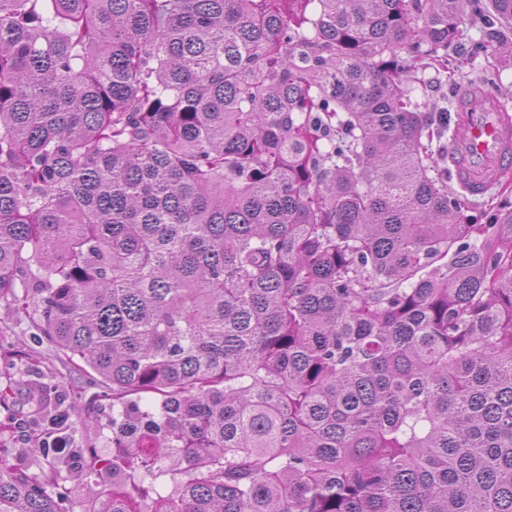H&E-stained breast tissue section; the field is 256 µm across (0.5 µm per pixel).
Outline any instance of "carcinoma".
Returning a JSON list of instances; mask_svg holds the SVG:
<instances>
[{
    "mask_svg": "<svg viewBox=\"0 0 512 512\" xmlns=\"http://www.w3.org/2000/svg\"><path fill=\"white\" fill-rule=\"evenodd\" d=\"M463 24L0 0V298L110 391L86 512H512V211L469 222L404 80ZM63 498L0 463V512Z\"/></svg>",
    "mask_w": 512,
    "mask_h": 512,
    "instance_id": "1",
    "label": "carcinoma"
}]
</instances>
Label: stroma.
Masks as SVG:
<instances>
[{
	"label": "stroma",
	"mask_w": 512,
	"mask_h": 512,
	"mask_svg": "<svg viewBox=\"0 0 512 512\" xmlns=\"http://www.w3.org/2000/svg\"><path fill=\"white\" fill-rule=\"evenodd\" d=\"M499 60L503 66L501 81L492 90L503 109L512 115V43L477 57L466 64L456 78L438 68H429L410 77L409 84L419 101L437 108L453 106L457 91L487 79L488 61ZM8 390V403L0 405V460L38 478L47 490L62 485L71 495L68 512H85L96 489V480H111L109 472L91 474L88 465L112 455V403L104 384L90 370L62 353L49 337L44 336L32 313L16 308L8 299H0V391ZM66 397L64 405H56L55 391ZM64 408L69 420L67 435L82 452L86 464L72 471L58 463H50L32 451L30 444L16 439L18 420L38 421L33 438H41L40 425Z\"/></svg>",
	"instance_id": "1"
}]
</instances>
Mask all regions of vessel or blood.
<instances>
[{"instance_id":"obj_1","label":"vessel or blood","mask_w":512,"mask_h":512,"mask_svg":"<svg viewBox=\"0 0 512 512\" xmlns=\"http://www.w3.org/2000/svg\"><path fill=\"white\" fill-rule=\"evenodd\" d=\"M499 108L496 94L478 85L462 88L455 99V109L464 117V131L449 144L454 157L451 177L476 198L512 171V128L499 123Z\"/></svg>"}]
</instances>
